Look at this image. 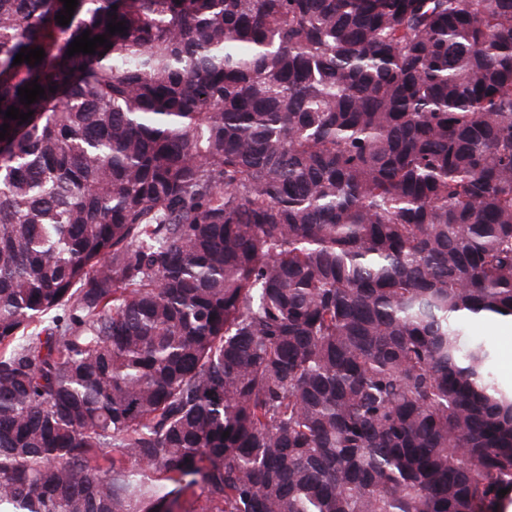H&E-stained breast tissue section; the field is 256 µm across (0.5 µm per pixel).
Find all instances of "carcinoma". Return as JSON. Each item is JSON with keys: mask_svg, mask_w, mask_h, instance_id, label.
<instances>
[{"mask_svg": "<svg viewBox=\"0 0 512 512\" xmlns=\"http://www.w3.org/2000/svg\"><path fill=\"white\" fill-rule=\"evenodd\" d=\"M62 10L0 0V512H501L512 0ZM471 334L479 336L491 344L496 351V373L504 384L512 383V337L503 336L493 324L475 321L469 324ZM509 349V358L506 360L504 353Z\"/></svg>", "mask_w": 512, "mask_h": 512, "instance_id": "cac0c4a2", "label": "carcinoma"}]
</instances>
